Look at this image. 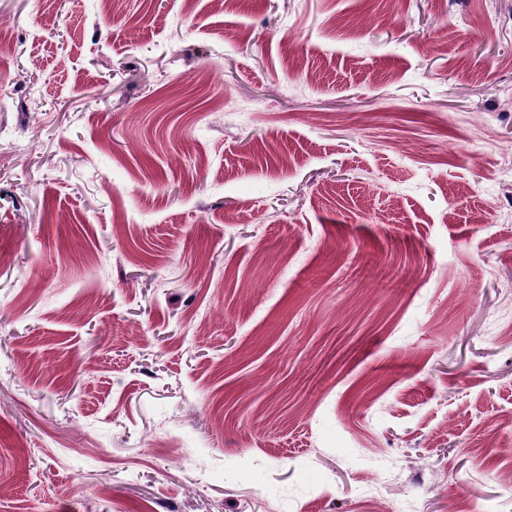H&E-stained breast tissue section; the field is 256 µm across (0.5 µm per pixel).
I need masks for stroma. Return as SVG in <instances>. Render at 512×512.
Returning <instances> with one entry per match:
<instances>
[{
    "label": "stroma",
    "instance_id": "35a3bbf8",
    "mask_svg": "<svg viewBox=\"0 0 512 512\" xmlns=\"http://www.w3.org/2000/svg\"><path fill=\"white\" fill-rule=\"evenodd\" d=\"M0 22V512H512V0Z\"/></svg>",
    "mask_w": 512,
    "mask_h": 512
}]
</instances>
